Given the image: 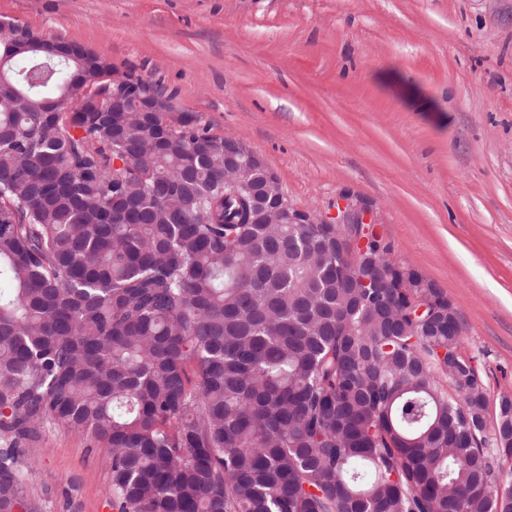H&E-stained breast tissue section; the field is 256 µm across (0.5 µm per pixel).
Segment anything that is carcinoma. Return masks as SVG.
Segmentation results:
<instances>
[{"mask_svg":"<svg viewBox=\"0 0 512 512\" xmlns=\"http://www.w3.org/2000/svg\"><path fill=\"white\" fill-rule=\"evenodd\" d=\"M0 60V512H39L49 424L107 449L117 512H512V398L489 416L442 289L365 287L377 235L252 223L224 138L135 111L149 82L79 111L105 56L0 20ZM84 105L87 112H124L123 97L112 93V98L104 95L86 98Z\"/></svg>","mask_w":512,"mask_h":512,"instance_id":"cac0c4a2","label":"carcinoma"}]
</instances>
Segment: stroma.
I'll return each mask as SVG.
<instances>
[{
    "label": "stroma",
    "instance_id": "1",
    "mask_svg": "<svg viewBox=\"0 0 512 512\" xmlns=\"http://www.w3.org/2000/svg\"><path fill=\"white\" fill-rule=\"evenodd\" d=\"M0 17L156 83L261 155L296 207L369 202L457 306L490 406L512 396V0H0ZM42 512H113L105 448L22 445Z\"/></svg>",
    "mask_w": 512,
    "mask_h": 512
}]
</instances>
